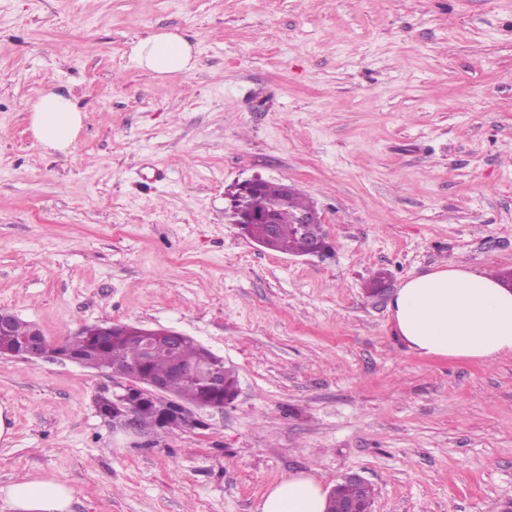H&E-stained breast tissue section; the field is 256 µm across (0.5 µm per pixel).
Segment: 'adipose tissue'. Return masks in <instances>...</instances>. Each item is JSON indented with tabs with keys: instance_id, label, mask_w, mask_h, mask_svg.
I'll return each instance as SVG.
<instances>
[{
	"instance_id": "1",
	"label": "adipose tissue",
	"mask_w": 512,
	"mask_h": 512,
	"mask_svg": "<svg viewBox=\"0 0 512 512\" xmlns=\"http://www.w3.org/2000/svg\"><path fill=\"white\" fill-rule=\"evenodd\" d=\"M135 65L165 78L191 71L195 48L176 31L155 32L133 48ZM77 101L44 91L31 107V127L46 151L68 153L82 127ZM395 328L421 355L484 364L512 353V289L485 272L441 267L405 280L390 302ZM328 493L310 475H291L263 497L259 512H326ZM73 489L47 474L27 473L0 486V512H70Z\"/></svg>"
}]
</instances>
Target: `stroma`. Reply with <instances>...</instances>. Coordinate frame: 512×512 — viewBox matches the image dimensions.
<instances>
[{"label":"stroma","instance_id":"35a3bbf8","mask_svg":"<svg viewBox=\"0 0 512 512\" xmlns=\"http://www.w3.org/2000/svg\"><path fill=\"white\" fill-rule=\"evenodd\" d=\"M176 30L193 70L134 66ZM73 97L71 153L30 107ZM294 185L332 248L258 247L228 192ZM512 270V0H0V310L51 346L108 323L223 357L238 396L206 429L113 432L107 371L0 358V486L27 472L71 512H258L291 474L358 473L373 512H512V354H417L390 288ZM77 101L55 90H45L31 107V127L47 152L67 154L82 127Z\"/></svg>","mask_w":512,"mask_h":512}]
</instances>
